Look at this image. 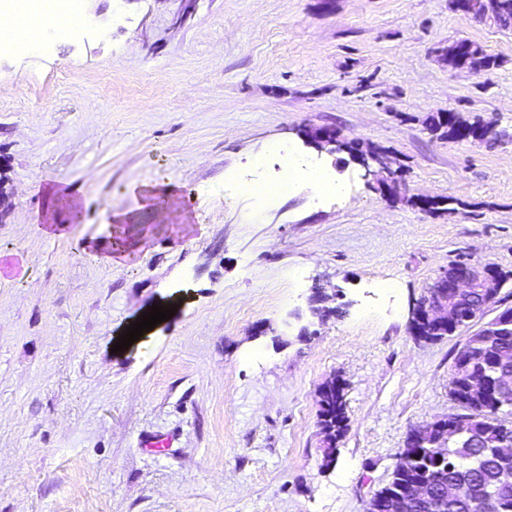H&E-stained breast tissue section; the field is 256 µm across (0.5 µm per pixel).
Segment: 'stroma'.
<instances>
[{
	"mask_svg": "<svg viewBox=\"0 0 512 512\" xmlns=\"http://www.w3.org/2000/svg\"><path fill=\"white\" fill-rule=\"evenodd\" d=\"M81 14L79 32L0 50V512H366L407 433L460 410L467 333L414 336L415 304L452 264L512 272V30L450 0ZM458 39L496 67L451 69ZM438 112L503 139L431 132ZM321 127L386 151L397 195L307 147ZM276 142L341 192L245 191L280 176ZM119 240L138 246L118 258ZM317 286L340 316H310ZM155 304L173 316L112 352ZM331 379L347 421L328 460Z\"/></svg>",
	"mask_w": 512,
	"mask_h": 512,
	"instance_id": "35a3bbf8",
	"label": "stroma"
}]
</instances>
